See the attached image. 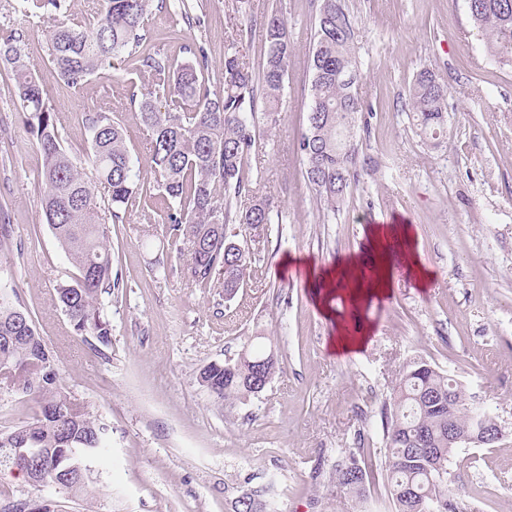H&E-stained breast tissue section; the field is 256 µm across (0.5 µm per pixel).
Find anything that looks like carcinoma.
<instances>
[{"mask_svg":"<svg viewBox=\"0 0 512 512\" xmlns=\"http://www.w3.org/2000/svg\"><path fill=\"white\" fill-rule=\"evenodd\" d=\"M153 0H101L93 25L58 22L49 29V62L64 84L78 87L111 59L127 54L163 90L131 99L147 133L146 150L157 187L166 203V233L186 275L198 288H222L232 300L247 284L257 242L268 230L272 202L254 193L247 163L255 143L258 103L278 112L288 73L291 42L288 25L278 14L262 25L266 63L255 76L234 53L224 54V87L213 92L203 79L208 66L204 49L192 59L173 64L151 50L146 20ZM471 20L482 28L493 48L512 49V5L508 0H468ZM354 22L348 0H320L311 52V106L307 129L299 140L304 174L326 209L343 203L359 180L360 147L353 140L354 115L361 111L357 84L359 61L352 52ZM17 32L0 34V61L10 65L17 97L31 133L44 157L42 212L58 245L78 275L56 288V299L74 331L104 348L112 346V328L100 307V296L120 287L112 277V225L123 222L120 210L143 186L133 165L124 130L110 112H89L90 179L82 164L61 147L54 113L43 97L33 64L22 54ZM416 133L436 140L448 120V88L434 70H419L408 90ZM108 189L107 205L97 200V185ZM249 197V206L238 201ZM270 358L258 364L259 356ZM278 369L274 351L261 354L247 344L235 360L199 371V383L219 402L247 398L264 391ZM0 371L4 379L31 397V421L0 432V470L11 469L32 448L43 449L30 465L48 479L61 474L67 495L85 500L98 484L96 464L109 453V426L88 407L75 402L60 383L54 358L31 315L0 292ZM387 495L393 512H464L448 486V462L460 444H448V427L465 437L478 423L491 431L464 389L448 373L423 361L400 371L391 404L383 409ZM367 466L353 453L336 460V490L365 496ZM265 489L240 493L230 512H265Z\"/></svg>","mask_w":512,"mask_h":512,"instance_id":"cac0c4a2","label":"carcinoma"}]
</instances>
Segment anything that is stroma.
Here are the masks:
<instances>
[{
	"mask_svg": "<svg viewBox=\"0 0 512 512\" xmlns=\"http://www.w3.org/2000/svg\"><path fill=\"white\" fill-rule=\"evenodd\" d=\"M348 5L362 74L355 133L366 169L333 211L305 181L297 150L311 104L318 0H191L188 23L153 9L152 47L174 62L185 60V46L204 47L203 78L214 92L224 87L225 53L261 73L262 22L274 13L286 20L293 58L279 117L273 123L257 112L249 157L254 186L276 207L267 237L252 245L256 277L228 302L223 290L187 281L159 199L129 202L112 239L121 285L100 298L112 327V346L102 353L53 299L76 270L44 221L43 154L19 110L12 72L0 63V224L10 227L0 288L15 290L62 385L109 425L112 444L88 502L34 489L13 471L0 474V508L42 496L63 512H226L229 498L264 486L267 512H391L381 411L402 366L417 359L448 371L503 430L493 447L453 454L456 500L465 512H512V53L489 62L487 37L465 0ZM19 8L20 0H0V30H20L66 152L86 160L84 115L110 112L142 182L155 187L146 133L129 101L150 89V74L118 57L82 86L64 85L48 64L47 32L59 14L33 9L22 25ZM424 66L448 87V132L437 146L416 135L406 107ZM397 222L409 226L412 253L433 274L425 284L350 269L326 315L304 276L286 267L304 258L332 268L371 248L373 227ZM339 316L351 335H366L363 349L331 353ZM259 333L279 371L259 395L217 402L200 386V369L236 358ZM343 448L370 466L366 501L332 482Z\"/></svg>",
	"mask_w": 512,
	"mask_h": 512,
	"instance_id": "obj_1",
	"label": "stroma"
}]
</instances>
